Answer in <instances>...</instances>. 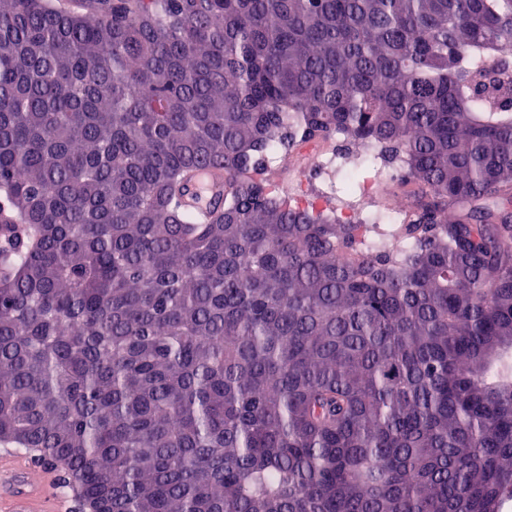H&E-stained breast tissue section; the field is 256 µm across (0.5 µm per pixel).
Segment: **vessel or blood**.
Masks as SVG:
<instances>
[{
	"label": "vessel or blood",
	"mask_w": 512,
	"mask_h": 512,
	"mask_svg": "<svg viewBox=\"0 0 512 512\" xmlns=\"http://www.w3.org/2000/svg\"><path fill=\"white\" fill-rule=\"evenodd\" d=\"M187 208L199 211L224 202V182L210 166L197 167L186 186ZM55 470H34L32 459L12 448L0 452V512H64Z\"/></svg>",
	"instance_id": "b4317fda"
}]
</instances>
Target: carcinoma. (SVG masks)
<instances>
[{"mask_svg":"<svg viewBox=\"0 0 512 512\" xmlns=\"http://www.w3.org/2000/svg\"><path fill=\"white\" fill-rule=\"evenodd\" d=\"M90 2L0 0V446L112 512H512V0ZM334 139L398 223L271 188ZM185 204L194 211L211 209L224 203V175L219 179L217 172L208 165L197 167L186 186Z\"/></svg>","mask_w":512,"mask_h":512,"instance_id":"cac0c4a2","label":"carcinoma"}]
</instances>
